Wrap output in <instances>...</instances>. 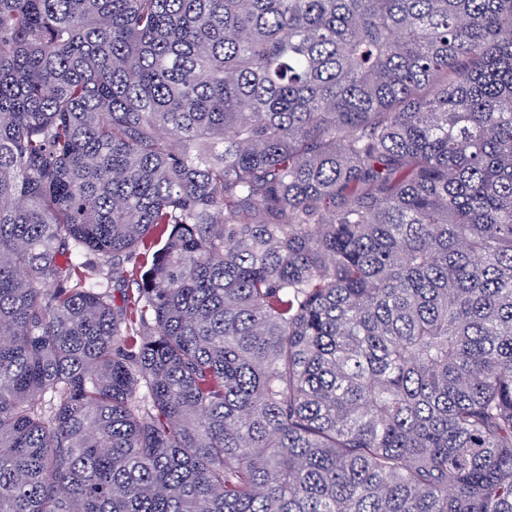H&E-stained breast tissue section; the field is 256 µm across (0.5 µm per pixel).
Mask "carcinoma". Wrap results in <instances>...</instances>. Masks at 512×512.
Listing matches in <instances>:
<instances>
[{"label":"carcinoma","instance_id":"obj_1","mask_svg":"<svg viewBox=\"0 0 512 512\" xmlns=\"http://www.w3.org/2000/svg\"><path fill=\"white\" fill-rule=\"evenodd\" d=\"M0 512H512V0H0Z\"/></svg>","mask_w":512,"mask_h":512}]
</instances>
